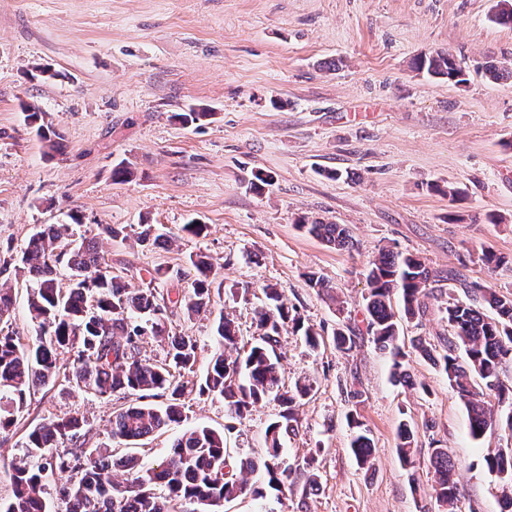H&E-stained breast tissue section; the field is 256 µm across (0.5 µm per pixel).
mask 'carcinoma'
<instances>
[{
	"label": "carcinoma",
	"mask_w": 512,
	"mask_h": 512,
	"mask_svg": "<svg viewBox=\"0 0 512 512\" xmlns=\"http://www.w3.org/2000/svg\"><path fill=\"white\" fill-rule=\"evenodd\" d=\"M415 68L433 77L461 84L467 70L446 51L418 57ZM27 124L47 143L49 150L64 152L63 136L45 122L44 113L25 102L20 104ZM299 228L328 246L351 250L353 237L343 224L320 220L301 221ZM68 224H50L27 240L20 254L0 259V404L23 407L33 381L43 385L62 381L100 399L116 393L136 396L135 402L112 413V439L138 441L159 434L182 419L188 388L200 396L224 400V433L206 426L183 431L165 458L147 466L139 458L116 456L88 447L91 428L81 416L59 412L31 429L25 451L11 462L12 495L0 502V512H46L44 488L51 476L61 480L59 495L64 512H216V507L243 496L263 499L270 491L283 493L302 479L301 498L317 494L321 482L316 467L320 449L310 451L303 470L293 469L283 457V441L298 432L297 406L313 384L297 382L286 389L281 371V338L303 332L309 347L322 338L304 324L296 308L288 307L278 288L263 286L264 302L255 310L261 334L250 345L242 342L235 322L219 316L214 329V350L206 372L197 380L198 342L186 333L172 331V318L187 320L210 311L212 265L205 256L190 257V268L170 274L158 265L147 271L145 288H130L124 277L112 272L98 251L95 238L73 239ZM68 271L63 287L59 268ZM22 273L31 282L29 311L33 336L23 344L17 332L4 324L14 301L8 277ZM368 296L365 298L366 333L375 346L393 356V369L401 371L407 353L398 345L402 321L419 320L425 299L437 297L433 284L438 272L419 257L391 249L369 263ZM309 287L338 308L344 301L322 276L308 274ZM478 302L455 300L445 313L451 333L443 353L433 354L431 344L419 337L413 348L446 373L464 402L470 433L476 440L496 427L512 431V414L502 420L485 401V394L499 402H512V383L502 379L503 364L512 359V296L479 283L464 284ZM166 344L165 358L140 357L144 343ZM341 351L356 345L350 327L333 332ZM75 353L68 369L59 363L63 354ZM282 406L278 418L265 430V455L261 460L234 456L226 447V434L256 405L268 398ZM352 429L350 449L359 465L374 466V443L356 414L348 415ZM414 427L404 422L398 434V457L406 469L417 463ZM486 464L504 484L511 486L503 498V512H512V448L488 454ZM262 468L266 482L250 484L248 475ZM427 467L432 470L435 498L453 507L460 490L455 463L445 448L432 449Z\"/></svg>",
	"instance_id": "1"
}]
</instances>
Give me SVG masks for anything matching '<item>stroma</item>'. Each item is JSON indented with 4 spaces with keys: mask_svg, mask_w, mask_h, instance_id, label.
Returning <instances> with one entry per match:
<instances>
[{
    "mask_svg": "<svg viewBox=\"0 0 512 512\" xmlns=\"http://www.w3.org/2000/svg\"><path fill=\"white\" fill-rule=\"evenodd\" d=\"M496 0H0V247L21 250L45 224L77 213L88 235L102 224H152L162 245L99 240L113 271L143 287L148 269H185L203 252L215 267L209 314L174 318L175 331L196 337L198 370L213 351L217 313L234 319L244 340L260 331L254 309L261 287L276 285L324 341H282L285 382L313 390L299 408V430L284 444L303 464L321 449V489L309 512H444L426 461L437 447L455 462V512H501L503 484L485 457L512 448L498 430L473 439L466 408L446 374L412 353L411 384L395 382L392 361L364 334L370 261L385 248L410 252L444 273L442 294L426 301L422 336L441 348L444 308L463 298L460 281H487L512 294V79L489 82L480 67L512 62V27L491 21ZM443 50L469 72L466 84L426 75L415 59ZM51 76H44V69ZM46 113L64 137L49 151L24 121L21 103ZM204 109L208 118L178 121ZM130 163L134 176L112 179ZM271 186L254 190L256 174ZM459 188L448 197V186ZM347 225L354 247L339 251L300 230L302 219ZM207 224L189 237L190 220ZM508 257L496 272L482 250ZM323 275L343 311L310 288ZM243 288L229 300L227 288ZM359 336L336 349L334 329ZM361 392L350 398V389ZM120 394L103 401L55 385H31L10 431L0 433V499L11 493L9 463L29 429L53 413L83 415L92 445L122 454L111 437ZM371 431L375 465L359 467L349 448L347 414ZM280 406L265 401L227 441L239 455H259ZM182 424L136 451L157 463L183 427L224 428L220 398L186 394ZM414 425L419 466L404 470L401 421Z\"/></svg>",
    "mask_w": 512,
    "mask_h": 512,
    "instance_id": "obj_1",
    "label": "stroma"
}]
</instances>
